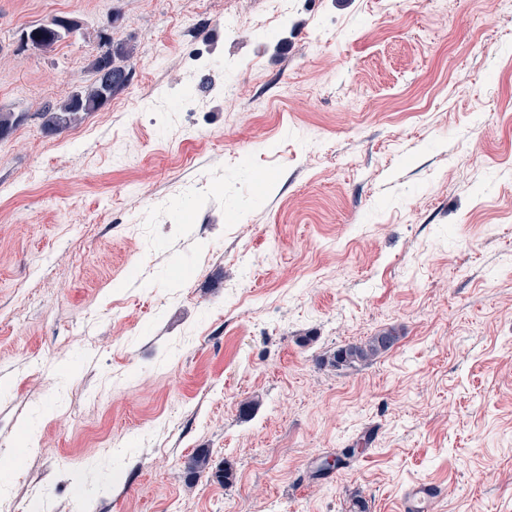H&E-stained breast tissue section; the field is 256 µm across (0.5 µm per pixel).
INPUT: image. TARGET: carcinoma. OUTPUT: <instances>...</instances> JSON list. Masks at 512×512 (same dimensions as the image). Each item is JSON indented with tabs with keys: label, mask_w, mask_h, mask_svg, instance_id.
Wrapping results in <instances>:
<instances>
[{
	"label": "carcinoma",
	"mask_w": 512,
	"mask_h": 512,
	"mask_svg": "<svg viewBox=\"0 0 512 512\" xmlns=\"http://www.w3.org/2000/svg\"><path fill=\"white\" fill-rule=\"evenodd\" d=\"M81 30L78 21H72L69 27H60L55 22L46 21L27 29L35 48L40 51H50L64 38L76 35ZM135 46L126 40H117L112 44V58L97 54L90 66L95 74V80L81 87L73 94L55 104L44 107L39 113L42 127L49 134H59L80 123L85 116L99 111L106 103L104 98L103 79L112 75V93L122 90L130 81V70L125 62L133 57ZM22 115L6 107H0V137L8 135L21 121ZM398 341V336L388 331L372 336L360 343H350L339 347L329 361L336 368H352L359 363L373 361L391 350ZM211 457L205 450L194 452L185 462L186 478L194 482L204 475H209L221 484H229L233 479V470L229 464L220 469L210 465Z\"/></svg>",
	"instance_id": "1"
}]
</instances>
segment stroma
Listing matches in <instances>:
<instances>
[{"instance_id": "obj_1", "label": "stroma", "mask_w": 512, "mask_h": 512, "mask_svg": "<svg viewBox=\"0 0 512 512\" xmlns=\"http://www.w3.org/2000/svg\"><path fill=\"white\" fill-rule=\"evenodd\" d=\"M280 9L0 0V106L26 115L0 139L14 512H396L420 481L437 512H512V0ZM112 13L129 83L46 133ZM54 16L80 35L21 43ZM200 448L232 485L186 484ZM398 339L399 336L388 331L372 336L360 343L341 346L336 350L329 364L337 369H343L352 368L359 363L373 361L391 350Z\"/></svg>"}]
</instances>
